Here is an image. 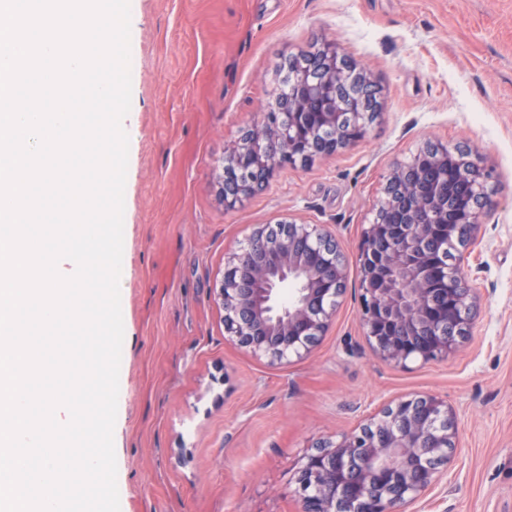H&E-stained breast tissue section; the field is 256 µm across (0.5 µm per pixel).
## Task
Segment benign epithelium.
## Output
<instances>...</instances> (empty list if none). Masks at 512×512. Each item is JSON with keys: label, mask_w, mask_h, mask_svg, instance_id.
<instances>
[{"label": "benign epithelium", "mask_w": 512, "mask_h": 512, "mask_svg": "<svg viewBox=\"0 0 512 512\" xmlns=\"http://www.w3.org/2000/svg\"><path fill=\"white\" fill-rule=\"evenodd\" d=\"M299 93L272 96L224 166V207L264 189L285 166L354 145L378 111L368 73L327 43L284 59ZM492 170L469 151L427 142L395 164L358 246L360 323L374 353L405 367L452 356L476 316L468 257L448 267L447 241H478ZM347 286L336 234L319 224H258L212 289L225 340L273 361L301 357L329 330ZM448 401L395 400L308 453L294 475L299 512H408L442 483L457 443Z\"/></svg>", "instance_id": "7a95c632"}]
</instances>
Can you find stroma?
<instances>
[{
  "instance_id": "obj_1",
  "label": "stroma",
  "mask_w": 512,
  "mask_h": 512,
  "mask_svg": "<svg viewBox=\"0 0 512 512\" xmlns=\"http://www.w3.org/2000/svg\"><path fill=\"white\" fill-rule=\"evenodd\" d=\"M114 427L120 512H298L317 444L408 394L456 411L453 492L419 512H512V0H132ZM332 41L380 87L353 147L279 171L225 209L224 164L281 86L283 57ZM428 141L493 168L469 264L480 296L447 361L399 369L359 321L357 243L385 177ZM328 225L348 259L328 333L277 364L224 340L212 289L254 225Z\"/></svg>"
}]
</instances>
